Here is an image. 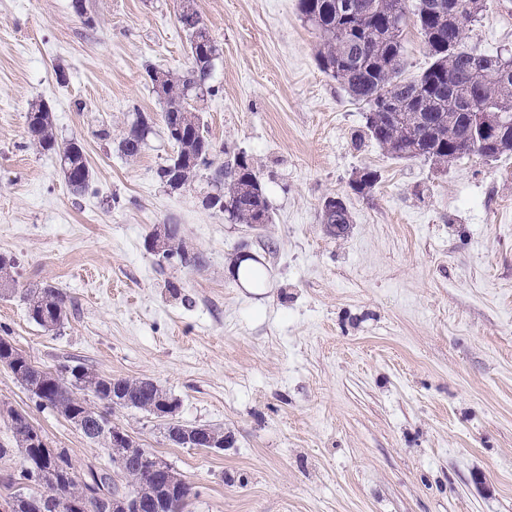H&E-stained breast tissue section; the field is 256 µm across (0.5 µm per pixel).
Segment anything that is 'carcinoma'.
Masks as SVG:
<instances>
[{
	"mask_svg": "<svg viewBox=\"0 0 512 512\" xmlns=\"http://www.w3.org/2000/svg\"><path fill=\"white\" fill-rule=\"evenodd\" d=\"M407 0H299V9L318 31V51L322 70L339 81L346 92L367 107L366 135L392 156L400 159L424 158L447 165L464 156L477 154L496 159L512 153V69L502 66L503 52L485 54L465 42L464 30L483 11L484 0H417L413 15L429 48L431 62L418 76L403 77L401 36L406 21ZM186 33L205 27L198 11L178 16ZM190 66L180 75L165 74L162 122L174 155L160 169L167 180L177 174L185 186L202 171L209 172L211 192L220 211L234 224L273 222L261 183L249 180L252 168L238 160L216 162L215 147L201 122L193 101L214 92L210 84L216 46L213 39L189 41ZM486 112L497 124L495 132L482 136L472 130L469 112ZM30 144L41 153L55 155L68 185L75 192L89 187L90 170L80 143L60 142L54 133L51 111L33 104L26 114ZM151 133L142 113L135 114L128 131L119 141V150L130 159L139 156ZM377 182V174L365 170L353 181V189L364 194ZM327 231L337 237L349 230L348 210L322 214ZM168 254L187 268H200V253L188 248L179 225L167 228ZM28 316L43 328L48 322L61 325L68 318L71 299L61 289L45 285L23 292ZM15 379L36 404L67 420L84 417L83 434L105 448L108 456L134 453L125 481L119 488L111 474L89 469L86 476L70 469L69 450L27 448L34 425L24 416L11 417L12 442L23 462L17 473L7 478L6 487L28 486L8 495L10 512H72L69 503L78 497L85 480H99V491L107 497L128 491L146 499L165 498L168 512H188L192 488L174 469L166 474L149 470L139 462L138 444L112 447V424L99 405L114 409H135L154 414L155 397L167 391L151 379L104 376L82 365H63L51 371L27 363L25 354L0 337Z\"/></svg>",
	"mask_w": 512,
	"mask_h": 512,
	"instance_id": "carcinoma-1",
	"label": "carcinoma"
}]
</instances>
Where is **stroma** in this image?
Wrapping results in <instances>:
<instances>
[{
    "instance_id": "stroma-1",
    "label": "stroma",
    "mask_w": 512,
    "mask_h": 512,
    "mask_svg": "<svg viewBox=\"0 0 512 512\" xmlns=\"http://www.w3.org/2000/svg\"><path fill=\"white\" fill-rule=\"evenodd\" d=\"M193 3L217 49L199 115L221 160L250 158L273 223L204 208L205 176L176 192L157 176L173 148L145 69L187 67L180 0H87L89 26L71 0H0V253L19 287L73 301L49 331L0 297V336L46 369L152 379L178 421L223 428V449L179 448L154 416L112 415L193 488L191 512H512V155L392 157L320 70L298 0ZM484 3L468 43L512 50V0ZM35 103L81 143L85 192L29 145ZM138 112L154 132L130 160L118 142ZM365 169L378 180L362 195ZM330 196L351 214L345 236L321 222ZM160 224L205 267L149 253ZM244 250L263 285L234 276ZM1 407L80 467L109 468L3 365Z\"/></svg>"
}]
</instances>
